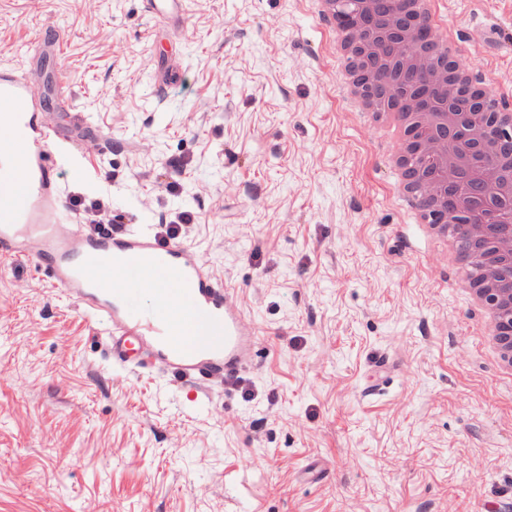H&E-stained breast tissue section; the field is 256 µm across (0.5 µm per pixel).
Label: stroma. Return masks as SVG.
Wrapping results in <instances>:
<instances>
[{
    "label": "stroma",
    "instance_id": "35a3bbf8",
    "mask_svg": "<svg viewBox=\"0 0 512 512\" xmlns=\"http://www.w3.org/2000/svg\"><path fill=\"white\" fill-rule=\"evenodd\" d=\"M438 11L512 104V50L479 37L512 0ZM56 32L71 109L112 141L67 192L127 230L193 212L180 241L237 293L256 366L129 369L65 288L0 261V512H512V378L398 199L393 141L344 98L315 0H185L176 26L143 0H0V65Z\"/></svg>",
    "mask_w": 512,
    "mask_h": 512
}]
</instances>
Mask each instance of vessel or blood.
<instances>
[{"label":"vessel or blood","mask_w":512,"mask_h":512,"mask_svg":"<svg viewBox=\"0 0 512 512\" xmlns=\"http://www.w3.org/2000/svg\"><path fill=\"white\" fill-rule=\"evenodd\" d=\"M159 17L180 21L184 0H145ZM68 126L45 121L25 74L0 68V256L40 265L47 277L81 299L86 316L111 328L113 359L139 368L160 362L175 381L220 376L231 381L253 361L257 333L231 288L212 276L203 256L159 239L151 225L118 234H89L72 222L57 177L68 165L85 180L93 161L81 144L111 142L83 113ZM150 306H142L143 290Z\"/></svg>","instance_id":"1"}]
</instances>
